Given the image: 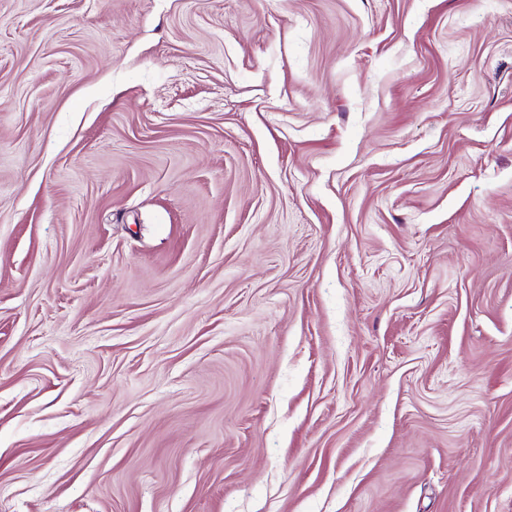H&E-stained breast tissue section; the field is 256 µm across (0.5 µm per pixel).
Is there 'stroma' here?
<instances>
[{"label":"stroma","instance_id":"stroma-1","mask_svg":"<svg viewBox=\"0 0 512 512\" xmlns=\"http://www.w3.org/2000/svg\"><path fill=\"white\" fill-rule=\"evenodd\" d=\"M0 512H512V0H0Z\"/></svg>","mask_w":512,"mask_h":512}]
</instances>
